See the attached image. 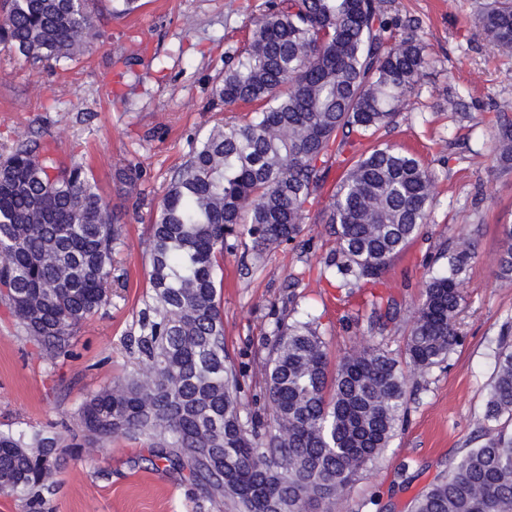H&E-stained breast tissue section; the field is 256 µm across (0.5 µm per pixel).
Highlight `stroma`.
<instances>
[{
    "mask_svg": "<svg viewBox=\"0 0 512 512\" xmlns=\"http://www.w3.org/2000/svg\"><path fill=\"white\" fill-rule=\"evenodd\" d=\"M484 0H389L402 33L425 42L428 64L380 142L415 153L435 175L434 201L419 236L373 288L400 313L387 329L370 322L366 296L346 295L320 272L336 242L321 210L355 156L346 147L306 209L296 242L244 264L242 245L225 248L221 307L224 348L240 372L242 413L266 422L270 407L262 345L276 319L313 314L331 362L351 347L382 346L403 358L425 277L444 270V250L467 243L458 317L463 341L425 377L382 457L348 489L343 512H409L410 503L450 463L477 444L498 340L512 327V286L497 279L502 227L512 224V171L495 166V115L512 118V57L498 55L475 25ZM264 0H97L102 36L72 61L34 65L0 50V153L36 137L83 163L124 226L114 255L112 298L77 330L72 352L48 362L0 305V431L80 434L77 409L89 394L140 367L127 348L148 301L147 242L152 209L197 138L237 121L248 106L213 102L226 61L242 49ZM141 170L135 191L116 172ZM148 440L110 437L93 458L66 459L46 492L48 512H225L187 472L153 462Z\"/></svg>",
    "mask_w": 512,
    "mask_h": 512,
    "instance_id": "35a3bbf8",
    "label": "stroma"
}]
</instances>
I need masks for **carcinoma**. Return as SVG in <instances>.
<instances>
[{"label": "carcinoma", "mask_w": 512, "mask_h": 512, "mask_svg": "<svg viewBox=\"0 0 512 512\" xmlns=\"http://www.w3.org/2000/svg\"><path fill=\"white\" fill-rule=\"evenodd\" d=\"M91 0H0V47L34 64L71 60L102 36ZM512 56V0H489L477 20ZM386 0H268L229 57L213 100L256 106L213 127L174 172L148 239L150 301L130 346L142 371L87 397L83 443L57 434L0 432V493L44 512L58 460L92 455L114 434L145 438L157 458L188 471L237 512H339L346 491L388 447L410 389L460 344L462 274L472 252L448 254L423 283L405 342L407 368L365 344L330 368L316 319L276 322L264 364L272 417L241 415L239 372L224 349L219 259L247 238L252 260L296 241L325 158L354 134L389 127L428 64L414 34L396 38ZM497 165L512 167V119L498 127ZM118 179L132 192L139 169ZM434 177L391 145L362 153L336 184L323 223L336 240L325 270L348 292L383 277L427 223ZM500 277L512 282V225ZM122 228L81 163L59 164L38 140L0 155V302L45 360L112 295ZM481 443L423 490L411 512H512V343L501 342L486 393Z\"/></svg>", "instance_id": "obj_1"}]
</instances>
